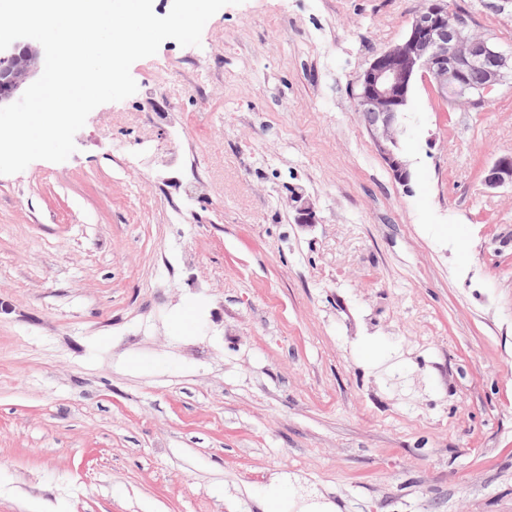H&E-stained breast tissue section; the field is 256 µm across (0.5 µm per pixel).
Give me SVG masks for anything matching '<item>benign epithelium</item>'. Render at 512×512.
Returning a JSON list of instances; mask_svg holds the SVG:
<instances>
[{
    "label": "benign epithelium",
    "instance_id": "benign-epithelium-1",
    "mask_svg": "<svg viewBox=\"0 0 512 512\" xmlns=\"http://www.w3.org/2000/svg\"><path fill=\"white\" fill-rule=\"evenodd\" d=\"M512 66V55L486 37L473 34L467 16L448 12L447 0H429L413 18L404 39L378 54L352 92L355 112L372 134L378 151L403 184L410 181L408 163L399 151L400 115L408 106L417 77L429 81L443 98L475 107L484 102ZM44 68V50L19 39L0 50V106L19 99L22 89ZM512 184V157L502 156L488 169L491 188ZM290 200L302 224L316 215L300 193Z\"/></svg>",
    "mask_w": 512,
    "mask_h": 512
}]
</instances>
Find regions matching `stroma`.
<instances>
[{
	"label": "stroma",
	"instance_id": "obj_1",
	"mask_svg": "<svg viewBox=\"0 0 512 512\" xmlns=\"http://www.w3.org/2000/svg\"><path fill=\"white\" fill-rule=\"evenodd\" d=\"M453 3L512 52L506 0ZM424 4L224 7L0 175V512H512V75L417 80L406 186L351 97ZM485 184L494 188L506 183L512 185V157L502 156L494 161L488 169ZM263 499L267 509L266 512H271L272 508H276L278 512H333L331 504L316 501L304 503L299 507V511H291L290 509L298 507V503L284 487L276 485L267 489Z\"/></svg>",
	"mask_w": 512,
	"mask_h": 512
}]
</instances>
